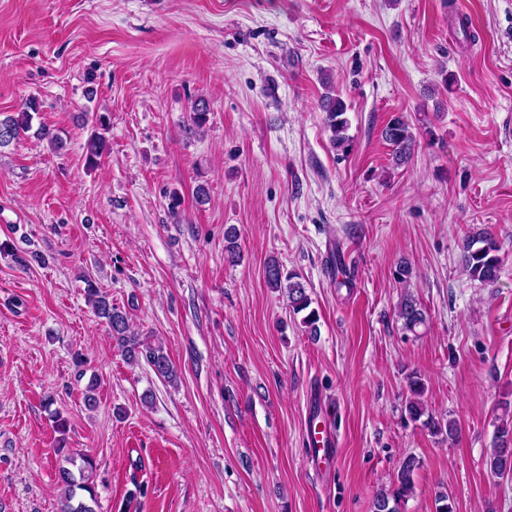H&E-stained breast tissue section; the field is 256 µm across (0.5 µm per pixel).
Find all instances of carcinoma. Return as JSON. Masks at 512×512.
Here are the masks:
<instances>
[{
    "label": "carcinoma",
    "instance_id": "carcinoma-1",
    "mask_svg": "<svg viewBox=\"0 0 512 512\" xmlns=\"http://www.w3.org/2000/svg\"><path fill=\"white\" fill-rule=\"evenodd\" d=\"M40 103L31 98L24 107L3 118L0 117V148L7 147L18 141L23 134L32 128L33 114L39 112ZM320 109L324 112V127L330 133L332 146L343 152L352 145L346 135L348 119L347 105L338 95H325L320 100ZM209 106L203 99L193 105L192 127L189 133H197L208 121ZM385 139L394 148L396 161L407 159L414 141L410 124L404 117L397 116L389 120L383 131ZM86 160L94 166L108 150L105 137L94 131L85 143ZM501 247L497 240L488 232L469 234L462 241V270L473 281L492 284L501 268ZM265 278L269 287L283 288L288 297V306L293 313L306 312L302 323L311 335L318 331L317 316L310 309L312 300L307 289L295 272L284 273L276 261H270L265 268ZM84 298L96 316L108 327V332L127 363L138 365L142 362L152 368L154 373L166 382L174 384L179 379L168 354L160 343L142 340L131 331L126 311L112 303L110 295L95 282L85 280ZM397 316L402 323V329L415 336L419 329L426 327L428 316L420 302L406 291L401 295L397 306ZM410 396L406 400L405 412L410 420L423 421V425L432 429L436 434H444L448 439H454L459 433L456 420H436L424 418L426 409L423 396L426 391L425 383L418 376L409 379ZM509 394L502 395L500 406L504 418L497 425L487 465L496 476H512V400ZM55 453L59 458L58 485L62 489L61 512H95L94 505L98 504L94 479L97 472L96 461L82 453H78L63 444H58ZM419 467V461L413 456L405 457L398 468L396 486L380 491L373 500V512H401V506L413 493L415 488L414 473Z\"/></svg>",
    "mask_w": 512,
    "mask_h": 512
}]
</instances>
